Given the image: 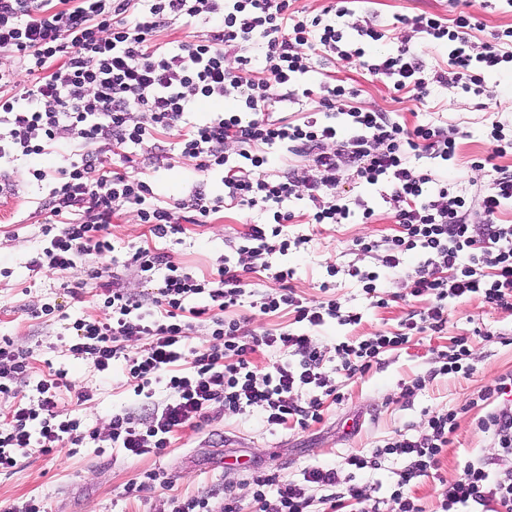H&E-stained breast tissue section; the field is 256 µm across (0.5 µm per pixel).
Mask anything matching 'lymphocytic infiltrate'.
Masks as SVG:
<instances>
[{
  "mask_svg": "<svg viewBox=\"0 0 512 512\" xmlns=\"http://www.w3.org/2000/svg\"><path fill=\"white\" fill-rule=\"evenodd\" d=\"M290 7V0H0V53L18 61L14 71H0V188L12 191L7 169L18 157L58 151L65 158L56 176L32 172L47 184V242L31 259V271H65L112 252L108 228L119 211L134 213L160 239L182 233L187 223H211L229 205L267 216L241 233L242 261L220 260L202 278L157 248H137L127 261L150 292L132 294L108 269L91 270L108 315L75 320L68 351L101 373L124 361L137 398L113 414L109 448L164 455L173 435L196 427L215 403L233 413L259 411L270 427L305 428L323 421L327 402H342L322 371L312 331L330 319L357 325L361 316L343 310L326 282L321 298H302L289 284L293 269L273 258L287 255L292 245L283 235L284 224L295 218L286 206L290 199L304 201L311 224L372 219L368 201L338 193L343 180L377 192L400 226L398 235L380 242L357 239L359 252L379 251L382 269L354 266L349 276L361 283L372 306L383 307L388 300L378 292L381 274H404L408 296L424 303L393 333L337 343L334 353L345 377L365 375L381 354L415 336L442 332L449 301L477 298L512 313V224L497 221L512 205V170L497 163L512 151V135L497 124L487 135L491 151L474 166L489 172L491 183L475 213L436 171L418 165L424 157L454 160L453 130L435 124L410 129L388 113L349 106L355 92L344 85L301 81L313 59L327 55L388 79L396 94L412 101H424L434 83L478 95L485 73L512 63V29L495 33L473 55L466 47L480 24L471 12L460 11L451 21L423 13L404 19L397 52L372 54L366 44L384 34L365 25L356 41H348V6L328 5L310 19ZM195 18L210 26L202 39L170 47L158 42L160 32ZM429 45L448 47L447 68L426 67L420 52ZM255 49L264 54L259 70L253 66ZM221 98L232 100L234 109L184 122L199 103ZM303 100L314 101L313 110L294 121L282 116L283 103ZM160 131L175 134L178 158L192 161L197 172L221 174L223 194L195 187L181 199L159 198L128 150ZM281 146L308 158L302 175H269V153ZM410 253L420 260L406 273L402 265ZM257 259L277 287L254 309L267 315L288 308L297 329L259 334L249 318L229 316ZM196 297L204 298L203 306H191ZM198 323L210 340L193 346L189 334ZM129 340L140 343L131 354L124 348ZM274 347L287 350L288 362L258 370L254 355ZM29 371L25 351L1 339L0 399L16 404L10 421L0 426V472L14 471L17 450L30 445L49 455L63 444L78 447L97 438L80 419L60 418L57 411L71 394L80 403L92 401L90 391L74 390L59 368L22 402L18 384ZM470 404L484 406L477 425L490 433L494 451L466 461L455 480L442 479L440 468L458 412L441 409L428 414L419 436L396 435L336 465L306 467L291 477L251 471L253 512H381L361 477L389 459L401 463L388 490L390 512H423L412 487L424 478L439 483V512H512V466L501 464L512 457V371L482 386Z\"/></svg>",
  "mask_w": 512,
  "mask_h": 512,
  "instance_id": "f902f5d3",
  "label": "lymphocytic infiltrate"
}]
</instances>
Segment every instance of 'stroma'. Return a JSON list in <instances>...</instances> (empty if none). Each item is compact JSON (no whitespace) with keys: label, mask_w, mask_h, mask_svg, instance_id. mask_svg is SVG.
Returning <instances> with one entry per match:
<instances>
[{"label":"stroma","mask_w":512,"mask_h":512,"mask_svg":"<svg viewBox=\"0 0 512 512\" xmlns=\"http://www.w3.org/2000/svg\"><path fill=\"white\" fill-rule=\"evenodd\" d=\"M351 8L348 38L356 39V25L371 20L385 32L384 40L376 46L380 52L397 51L404 34L402 18L429 12L451 19L458 11L457 0H353ZM471 9L481 24L470 38L473 49H481L492 33L512 28V5L506 0H471ZM305 79L313 84L344 81L356 91L352 106L391 113L407 127L430 122L455 129V160L446 166L436 160L432 166L438 171L447 170L448 181L457 194L471 208H479L489 178L472 164L489 151L486 131L491 124L512 130L511 63L486 76L481 95L436 85L422 104L394 99L382 81L356 64L337 59L315 60ZM171 141V135L159 134L136 151L154 193L179 199L197 184L211 195L223 194L220 175H200L191 162L171 168L150 163L157 148H169ZM29 169L27 161L14 163L12 179L17 191L0 199V338H11L27 351L33 365L30 382H37L54 367L66 370L75 388L95 391L93 402L80 406L68 400L59 404L58 411L80 418L85 428L104 437L113 413L136 401L122 367L114 365L111 374H102L88 362L70 356L59 341L76 319L103 314L93 295L90 268L111 269L129 292L141 293L145 284L129 274L125 263L132 250L149 246L170 251L176 261L202 277L223 258L238 261L232 242L245 224L259 219L260 214L227 209L215 215L212 223L187 225L184 234L175 240L154 237L149 225L122 213L114 216L109 226L112 253L90 257L86 264L68 271L36 274L29 271L28 263L45 244L46 214L39 205L45 186L31 176ZM373 205L375 218L369 224H325L315 230L297 220L285 227L289 237L306 239L300 248L280 259L281 264L295 270L293 288L304 297L316 299L320 284L335 280V294L342 306L363 315L359 325L342 326L333 321L316 331L318 345L326 356L323 370L344 395L342 403L329 404L322 423L305 430L294 425L272 428L259 413L231 414L216 403L209 408L207 420L179 432L162 457L129 456L120 450L102 455L92 443L80 447L66 444L47 455L34 445L20 450L13 473L0 474V506L37 496L43 499L47 512H166L171 498L186 495L209 498L218 508L229 491L240 501L242 512H251L248 470L260 468L292 476L307 466L337 464L347 454L372 451L397 434L419 435L425 411L442 408L461 411L459 427L441 460L443 478L455 480L467 460L490 455L491 438L476 425L483 410L467 408L466 403L486 382L512 370V314L491 309L476 298L453 302L448 306V326L442 333L418 336L406 348L384 353L379 364L365 375L348 379L335 371L331 356L336 342L393 332L400 318L413 308L412 302L403 298L402 276L383 279L382 289L393 300L388 307L377 308L370 304L361 284L346 273L348 265L355 262L371 270L380 267L376 255L357 257V239L378 240L400 230L381 200H374ZM331 265L338 269L333 278L327 273ZM73 288L78 289L79 299H71L69 291ZM54 303L60 304V311L41 315L43 305ZM480 326L490 329L491 337L474 335V328ZM465 334L471 337L472 373L458 378L437 377L413 399H403V382L428 373L435 366L438 351L447 349L452 337ZM149 470L167 473L169 483L143 485V474Z\"/></svg>","instance_id":"stroma-1"}]
</instances>
